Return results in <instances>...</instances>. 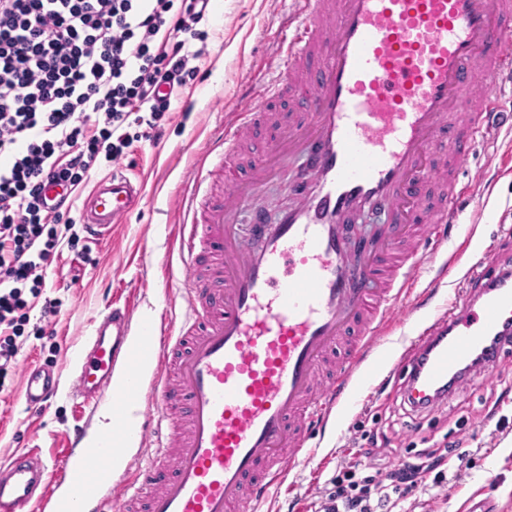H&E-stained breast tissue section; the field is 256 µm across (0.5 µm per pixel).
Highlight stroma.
<instances>
[{"mask_svg": "<svg viewBox=\"0 0 512 512\" xmlns=\"http://www.w3.org/2000/svg\"><path fill=\"white\" fill-rule=\"evenodd\" d=\"M292 9L290 0H216L204 27L209 33L197 65L201 79L192 81L183 99L174 101L162 120L160 138L133 143L119 166L140 175L146 198L113 232L111 239L91 246L89 257L63 250L49 271L47 298L60 311L43 323L40 309L30 313L38 334L27 336L18 356L19 371L8 391L0 393V459L37 443L46 461H53L75 425L67 392L71 365L106 304L134 298L139 321L162 322L183 286L172 274V240L179 223L177 198L199 169V157L210 131L226 113L249 108L239 84L247 74L263 75L277 50L281 25ZM495 146L478 144L465 176L481 174L473 191L483 203L478 224L449 227L448 237L466 257L492 244L497 264L512 266V172L492 161V148L512 141V127L495 131ZM28 366L52 367L63 388L48 410L29 414L18 399ZM363 397L355 409L339 413L327 427L314 430V458L291 470L272 512H315L337 466L346 460L366 466L397 469L410 462L424 465L420 477L426 493L390 502L389 512H512V353L503 356L489 376L452 391L432 411H411L404 405L399 380L368 372ZM437 460L447 479L433 486L428 460Z\"/></svg>", "mask_w": 512, "mask_h": 512, "instance_id": "1", "label": "stroma"}]
</instances>
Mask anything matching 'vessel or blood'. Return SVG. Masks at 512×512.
<instances>
[{
  "label": "vessel or blood",
  "mask_w": 512,
  "mask_h": 512,
  "mask_svg": "<svg viewBox=\"0 0 512 512\" xmlns=\"http://www.w3.org/2000/svg\"><path fill=\"white\" fill-rule=\"evenodd\" d=\"M271 59L270 83L246 84L257 107L211 133L229 155L260 124L276 126L248 180L223 187L191 177L178 254L182 312L148 325L150 365L131 344L134 307L109 305L73 364L78 423L46 465L39 448L0 464V512H261L290 467L311 458L312 430L357 404L364 365L393 327L420 308L432 321L405 337L392 370L420 409L475 357L512 350V273L494 246L473 265L479 294L439 303L414 297L426 246L447 245L464 197L459 173L487 138L504 79H512V0H292ZM295 98L289 119L276 104ZM304 159L296 198L262 243L242 245L237 216L289 158ZM125 170L86 197L84 229L101 241L145 199ZM386 216L362 249L345 221ZM61 385L59 371L27 368L19 396L34 414ZM140 403L147 464L125 470L121 493L93 475L113 446L83 447L100 409Z\"/></svg>",
  "instance_id": "1"
}]
</instances>
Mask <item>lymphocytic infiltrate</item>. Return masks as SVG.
<instances>
[{
    "label": "lymphocytic infiltrate",
    "mask_w": 512,
    "mask_h": 512,
    "mask_svg": "<svg viewBox=\"0 0 512 512\" xmlns=\"http://www.w3.org/2000/svg\"><path fill=\"white\" fill-rule=\"evenodd\" d=\"M206 0H0V383L18 354L61 247L78 246L73 197L145 137H160L173 101L195 79L208 33ZM419 468L383 481L341 465L319 512H383Z\"/></svg>",
    "instance_id": "lymphocytic-infiltrate-1"
}]
</instances>
